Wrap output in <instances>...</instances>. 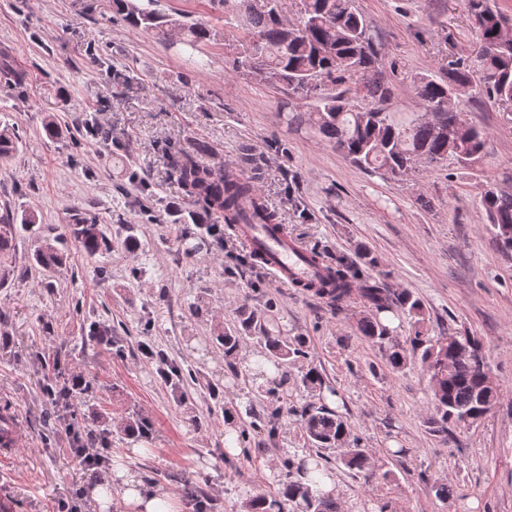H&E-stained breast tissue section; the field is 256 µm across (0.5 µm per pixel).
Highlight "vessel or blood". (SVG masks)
<instances>
[{
    "label": "vessel or blood",
    "mask_w": 512,
    "mask_h": 512,
    "mask_svg": "<svg viewBox=\"0 0 512 512\" xmlns=\"http://www.w3.org/2000/svg\"><path fill=\"white\" fill-rule=\"evenodd\" d=\"M236 237L254 252L264 268L278 284L288 286L303 283L318 275L298 242L272 224H242Z\"/></svg>",
    "instance_id": "1"
}]
</instances>
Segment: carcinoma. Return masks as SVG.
Returning a JSON list of instances; mask_svg holds the SVG:
<instances>
[{"mask_svg":"<svg viewBox=\"0 0 512 512\" xmlns=\"http://www.w3.org/2000/svg\"><path fill=\"white\" fill-rule=\"evenodd\" d=\"M154 0H112V14L129 26L167 36L178 31L182 44L196 49L216 36L213 28L196 20H179L153 8ZM468 13L480 32V42L467 59L448 68L445 80L421 75L415 94L424 113L402 112L385 108L392 97L388 81L378 62L377 52L366 20L351 6L350 0H302L298 25L282 21L279 12L259 10L251 0H236L233 18L243 39L230 60L234 72L247 71L259 79L288 91L295 98L313 102L308 121L314 132L333 143L337 150L358 166L382 170L392 177H402L421 165L436 166L452 157L467 167L482 152L485 133L470 125L458 109L459 100L470 94L472 75H480V93L490 100H512V35H508L505 17L491 8L489 0H467ZM0 76L15 84L26 80V71L14 56L0 51ZM19 134L15 128L0 130V160L18 152ZM197 152L169 155V166L181 190L202 206L214 220L232 224H277V211L255 196L249 177L220 175L204 164ZM489 223L502 246L512 249V192L487 186L481 197ZM35 212L5 211L0 215V254L8 253L21 231L39 232ZM69 234L88 255L95 256L109 247L104 225L96 217L75 218ZM64 251L58 240L45 239L30 257V264L55 268L63 263ZM358 281L350 267L341 263L328 266V275L318 276L304 286L315 290L335 309L342 308ZM360 296L375 313L359 320L357 333L378 346L390 367L400 371L417 357L427 369L430 403L433 412L425 424L431 433L448 438V424L477 425L500 400V392L490 376L488 365L473 356L481 348L473 336H431L425 328L422 302L409 292L392 294L374 278L361 281ZM407 314L415 317V331L408 343L400 342L381 321L380 313ZM260 333L263 359L280 374L279 385L288 384L289 369L308 356V342L303 336H286L269 327L265 316L248 306L240 309L231 325L217 331L209 343L220 349L232 367L242 342L253 332ZM153 357L165 364L171 391L187 398L195 384L196 372L169 360L159 350ZM42 362L44 375V417L52 419L51 407L77 398L69 382L60 381L55 361ZM296 387L311 394V400L284 409L278 388L266 391L270 401L260 409L248 405L253 428L267 427V438L276 437V421L287 412L298 417L304 437L317 449H336L335 459L285 456L281 461L279 494L258 495L244 502L245 512H285L291 505L297 512H338L331 493L315 489L326 475L329 464L343 466L366 480H388L391 472L377 473L375 464L357 440H348L349 428L344 417L324 401L326 382L315 367L294 379Z\"/></svg>","mask_w":512,"mask_h":512,"instance_id":"cac0c4a2","label":"carcinoma"}]
</instances>
